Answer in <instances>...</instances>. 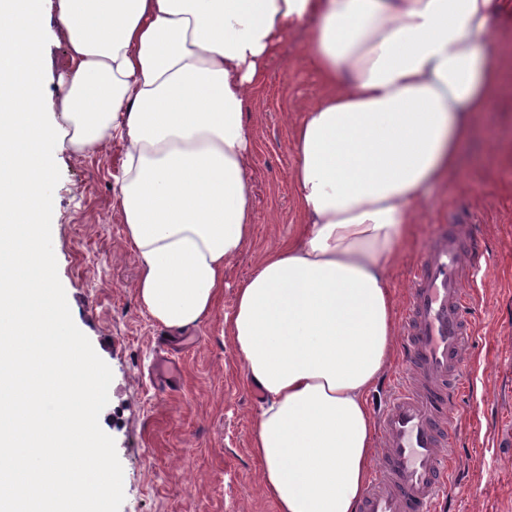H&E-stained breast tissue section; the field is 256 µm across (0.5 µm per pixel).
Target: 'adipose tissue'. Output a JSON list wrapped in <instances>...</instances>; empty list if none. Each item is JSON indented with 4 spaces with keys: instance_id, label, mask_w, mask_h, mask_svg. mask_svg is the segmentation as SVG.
Masks as SVG:
<instances>
[{
    "instance_id": "ef3b65f1",
    "label": "adipose tissue",
    "mask_w": 512,
    "mask_h": 512,
    "mask_svg": "<svg viewBox=\"0 0 512 512\" xmlns=\"http://www.w3.org/2000/svg\"><path fill=\"white\" fill-rule=\"evenodd\" d=\"M504 0H59L72 69L60 122L12 112L39 73L41 0H0L27 45L0 36V259L14 227L49 248L41 216L59 143L125 144L115 198L140 266L136 294L168 329L217 307L224 268L253 224L243 107L288 32L306 27L323 89L292 129L299 238L268 251L224 330L262 395L251 448L276 512H357L378 455L369 396L394 353L389 274L417 207L461 166L502 89L489 49ZM50 345L65 353L59 398L83 426L108 385L66 320L47 266L0 271V326L29 282Z\"/></svg>"
}]
</instances>
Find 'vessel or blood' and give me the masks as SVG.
<instances>
[{"instance_id": "1", "label": "vessel or blood", "mask_w": 512, "mask_h": 512, "mask_svg": "<svg viewBox=\"0 0 512 512\" xmlns=\"http://www.w3.org/2000/svg\"><path fill=\"white\" fill-rule=\"evenodd\" d=\"M467 233L460 224L432 235L413 269L401 326L400 384L378 416L385 453L358 512H436L449 490L450 418L474 334L468 289L480 273L467 259Z\"/></svg>"}]
</instances>
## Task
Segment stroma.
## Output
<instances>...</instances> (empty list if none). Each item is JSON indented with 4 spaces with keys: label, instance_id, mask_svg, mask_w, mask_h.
<instances>
[{
    "label": "stroma",
    "instance_id": "1",
    "mask_svg": "<svg viewBox=\"0 0 512 512\" xmlns=\"http://www.w3.org/2000/svg\"><path fill=\"white\" fill-rule=\"evenodd\" d=\"M41 2L37 99L56 119L70 50L59 0ZM305 44V28L289 32L264 90L244 106L253 141L247 169L253 232L224 269L222 300L197 326L165 328L137 299L138 260L114 200L122 142L107 137L82 152L66 146L55 153L44 222L72 318L113 372L99 423L124 470L120 512H276L251 450L260 396L245 384L224 316L260 257L300 232L291 133L298 114L322 92ZM481 127L460 172L419 204L412 238L389 275L400 313L412 266L430 236L447 224L469 225L482 275L469 308L476 334L466 369L470 388L456 418V472L440 512H512L511 84Z\"/></svg>",
    "mask_w": 512,
    "mask_h": 512
}]
</instances>
